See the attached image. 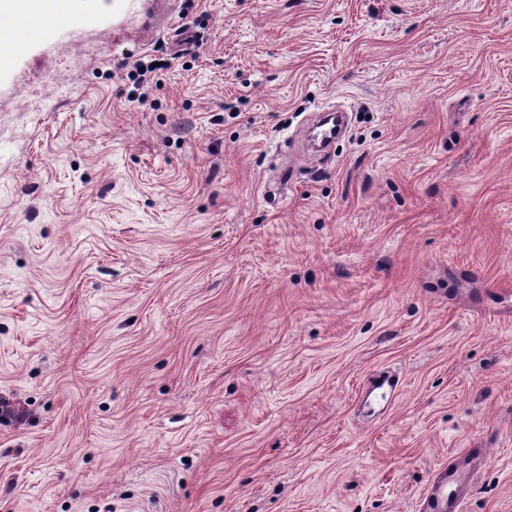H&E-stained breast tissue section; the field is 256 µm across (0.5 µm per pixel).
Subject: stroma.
I'll return each mask as SVG.
<instances>
[{
	"instance_id": "1",
	"label": "stroma",
	"mask_w": 512,
	"mask_h": 512,
	"mask_svg": "<svg viewBox=\"0 0 512 512\" xmlns=\"http://www.w3.org/2000/svg\"><path fill=\"white\" fill-rule=\"evenodd\" d=\"M2 55L0 512H420L468 448L512 512V0H101Z\"/></svg>"
}]
</instances>
